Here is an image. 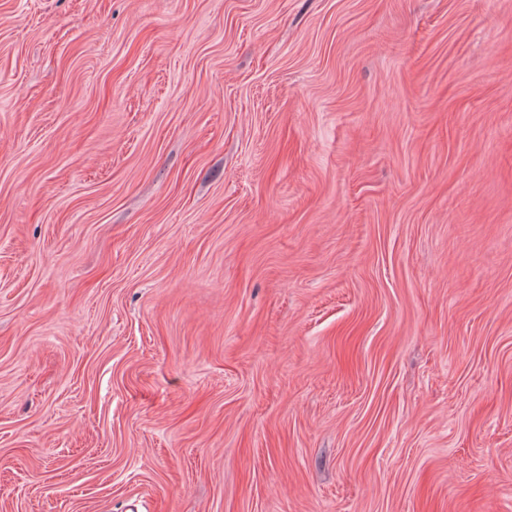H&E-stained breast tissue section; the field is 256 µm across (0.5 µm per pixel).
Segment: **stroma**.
I'll return each mask as SVG.
<instances>
[{
    "mask_svg": "<svg viewBox=\"0 0 512 512\" xmlns=\"http://www.w3.org/2000/svg\"><path fill=\"white\" fill-rule=\"evenodd\" d=\"M0 512H512V0H0Z\"/></svg>",
    "mask_w": 512,
    "mask_h": 512,
    "instance_id": "35a3bbf8",
    "label": "stroma"
}]
</instances>
